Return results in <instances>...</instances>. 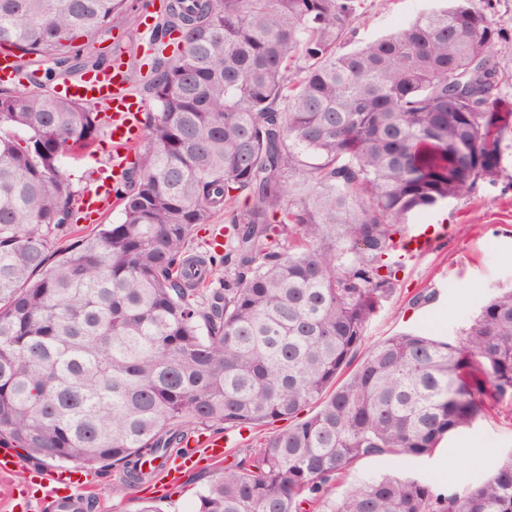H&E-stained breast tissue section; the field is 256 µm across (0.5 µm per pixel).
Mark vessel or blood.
<instances>
[{
  "label": "vessel or blood",
  "mask_w": 512,
  "mask_h": 512,
  "mask_svg": "<svg viewBox=\"0 0 512 512\" xmlns=\"http://www.w3.org/2000/svg\"><path fill=\"white\" fill-rule=\"evenodd\" d=\"M129 70L122 58H114L110 67L83 74L78 80L56 87V94L86 104H104L108 107L110 129L112 180L121 182L129 167L134 148L141 138L142 120L140 107L130 91ZM108 185H98L84 194L80 208L92 216L102 213L110 201ZM225 441L220 437L208 438L206 443L189 444L179 456L167 462L160 475L168 481H176L184 472L193 469L200 456L214 462H223ZM85 472L72 469L55 470L51 488L46 498L51 512H81L82 500L72 492L74 485L86 483Z\"/></svg>",
  "instance_id": "vessel-or-blood-1"
}]
</instances>
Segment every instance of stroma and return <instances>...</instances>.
I'll return each instance as SVG.
<instances>
[{"label": "stroma", "instance_id": "stroma-1", "mask_svg": "<svg viewBox=\"0 0 512 512\" xmlns=\"http://www.w3.org/2000/svg\"><path fill=\"white\" fill-rule=\"evenodd\" d=\"M145 2L128 0L126 16L92 37L89 50L105 65L111 63L114 52H123L136 77L132 89L151 108L155 102L148 83L156 58L146 45L152 41L163 12L146 8ZM438 5L439 0H361L355 38L379 37L395 22L411 20ZM493 6L494 18L503 31L493 51L506 74L503 94L512 103V0H493ZM99 140L95 157L71 158L65 164L76 192L108 180L112 173L106 161L108 131H100ZM419 221L434 225L432 247L404 260L392 293L367 325L366 345L418 330L457 341L492 293L512 287V148L505 152L496 181L478 180L470 193L423 214ZM418 295L424 296V303H415ZM510 456L512 401H505L489 409L472 428L445 438L432 454L369 458L357 465L348 480L354 483L392 475L428 480L442 492L459 491L492 475ZM220 472V465L205 460L158 492L149 484L127 488L115 468L93 464L87 468L93 484L87 492L92 501L89 512H139L142 501L152 497L161 500L165 512H195L197 492Z\"/></svg>", "mask_w": 512, "mask_h": 512}]
</instances>
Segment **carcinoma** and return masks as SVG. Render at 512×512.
<instances>
[{"mask_svg":"<svg viewBox=\"0 0 512 512\" xmlns=\"http://www.w3.org/2000/svg\"><path fill=\"white\" fill-rule=\"evenodd\" d=\"M128 0H0V51L62 65ZM358 0H166L156 111L116 188L122 222L65 248L64 173L105 114L0 90V447L141 467L202 427L291 420L231 462L196 512H512V458L460 493L381 476L512 399V289L458 342L404 332L369 347L409 215L502 170L512 111L491 0H450L346 50ZM245 194L249 208L234 207ZM224 212V253L189 252Z\"/></svg>","mask_w":512,"mask_h":512,"instance_id":"cac0c4a2","label":"carcinoma"}]
</instances>
